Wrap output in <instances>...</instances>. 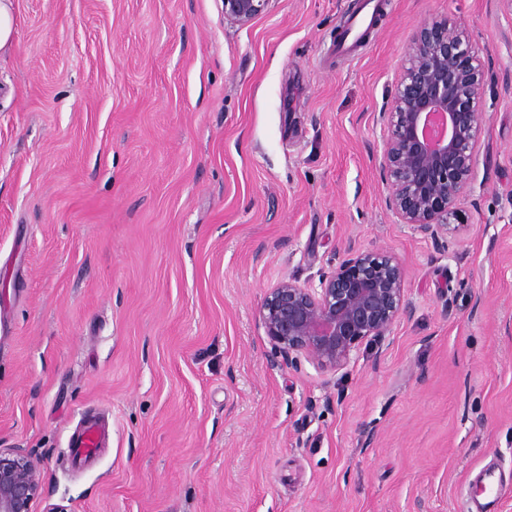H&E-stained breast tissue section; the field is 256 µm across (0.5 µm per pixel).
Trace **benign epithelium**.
I'll list each match as a JSON object with an SVG mask.
<instances>
[{
    "instance_id": "obj_1",
    "label": "benign epithelium",
    "mask_w": 512,
    "mask_h": 512,
    "mask_svg": "<svg viewBox=\"0 0 512 512\" xmlns=\"http://www.w3.org/2000/svg\"><path fill=\"white\" fill-rule=\"evenodd\" d=\"M274 0H223L224 20L244 26ZM487 76L478 50L452 18L423 24L381 113L388 126L380 168L389 208L400 223L441 248L455 241L457 204L469 185L479 141ZM405 268L388 249L349 248L316 286L297 279L268 289L259 308L274 354L290 368L346 367L363 343L382 346L407 312ZM40 490L37 461L23 448H0V512H32Z\"/></svg>"
}]
</instances>
